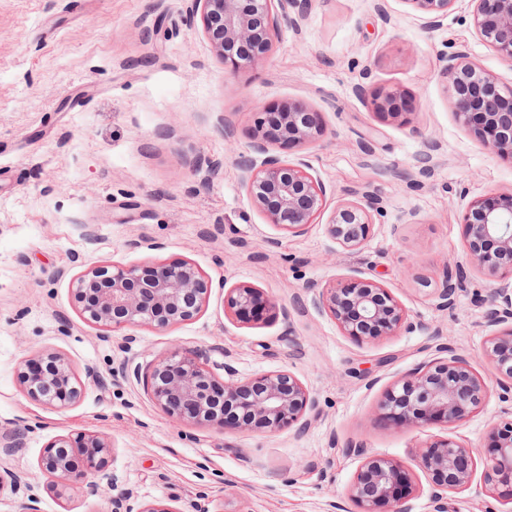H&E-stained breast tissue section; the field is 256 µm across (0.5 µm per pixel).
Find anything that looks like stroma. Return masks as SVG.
I'll return each instance as SVG.
<instances>
[{
	"instance_id": "35a3bbf8",
	"label": "stroma",
	"mask_w": 512,
	"mask_h": 512,
	"mask_svg": "<svg viewBox=\"0 0 512 512\" xmlns=\"http://www.w3.org/2000/svg\"><path fill=\"white\" fill-rule=\"evenodd\" d=\"M472 0H455L430 25L407 0H311L300 28L278 21L262 62L225 70L191 0H0V434L23 448L0 453V471L25 489H0V512H109L83 484L59 491L38 460L60 436L92 433L112 447L103 472L114 494L178 512H330L347 503L362 461L347 443L400 462L413 485L411 512H431L418 448L447 436L483 460L491 422L512 419V400L490 395L452 428L394 426L379 416L386 389L441 348L488 382L482 347L492 334L474 276L441 307L444 271L466 259L463 215L473 200L512 191V159L485 147L454 116L441 71L448 54L512 85V65L477 35ZM400 89L397 118L374 113L355 85ZM303 102L324 136L277 154L326 187V206L305 233L267 224L246 194L237 154L264 109ZM231 122L232 138L223 124ZM436 148L428 175L419 156ZM381 199L362 247L347 249L326 224L363 192ZM189 260L208 281L201 312L165 330L110 332L85 321L72 280L109 265ZM357 278L391 292L413 328L372 342L345 336L314 306L316 289ZM248 284L290 307L289 317L242 322L224 299ZM303 309H292L295 297ZM198 349L216 380L286 371L317 401L305 430L240 432L165 414L134 369ZM57 353L84 384L57 409L18 380L26 359ZM237 494L225 497L224 480ZM448 512H512V499L475 469L449 492Z\"/></svg>"
}]
</instances>
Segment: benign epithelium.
I'll return each instance as SVG.
<instances>
[{"label":"benign epithelium","mask_w":512,"mask_h":512,"mask_svg":"<svg viewBox=\"0 0 512 512\" xmlns=\"http://www.w3.org/2000/svg\"><path fill=\"white\" fill-rule=\"evenodd\" d=\"M429 16L430 24L448 14L455 0H407ZM478 35L512 65V0H471ZM294 25L308 12L311 0H192V13L200 16L203 31L224 67L236 71L264 60L270 53L277 19L273 5ZM460 123L489 149L512 157V86L465 61L461 51L448 56L442 70ZM353 94L377 113L398 116L403 94L397 89L353 88ZM261 135L241 153L237 165L252 203L267 223L288 234L304 233L322 212L325 186L303 165L281 159L274 144L303 145L324 133L317 113L297 103L268 112L259 122ZM381 212V200L365 194L335 209L327 232L344 248H358L366 240L372 213ZM470 264H457L444 274L439 288L443 305L464 287L470 270L493 282L488 296L487 323L497 328L483 343L484 355L499 373L490 386L458 355L439 359L405 374L387 390L381 403L383 418L396 425L451 428L478 410L493 388L499 398L512 399V283L496 284L512 275V194L475 200L464 215ZM74 301L83 317L115 331L124 327L166 329L192 320L200 312L208 283L187 261L153 266H98L84 272L72 285ZM227 305L242 318L267 310L288 317V310L249 285L229 289ZM314 305L329 312L343 333L358 341L392 336L412 325L398 301L380 283L358 278L344 286L322 289ZM203 354L182 350L156 363L146 372L147 391L168 415L187 423L238 431H276L286 425H308L306 415L316 400L303 383L286 371L250 379L235 378L224 364L227 379L216 385L202 362ZM18 381L32 399L66 407L82 394V385L61 355L48 353L25 361ZM491 447L483 462L485 482L512 487V421L489 427ZM363 457L349 490L356 512H411L409 473L396 461L346 448ZM110 444L94 434L52 442L38 461L39 469L69 486L84 478L75 466L78 456L86 468L104 467ZM414 461L432 487L433 512H447L448 492L467 485L476 467L473 452L449 437H440L418 449ZM131 496H109L110 512H178L162 503L133 510Z\"/></svg>","instance_id":"1"}]
</instances>
